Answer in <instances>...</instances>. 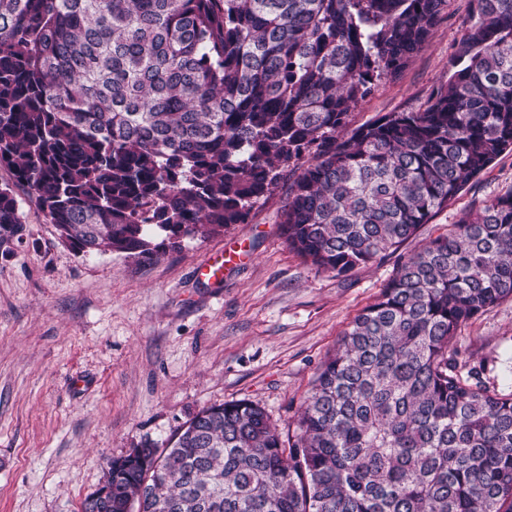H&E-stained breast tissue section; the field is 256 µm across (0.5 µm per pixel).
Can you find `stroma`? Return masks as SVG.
Listing matches in <instances>:
<instances>
[{
    "mask_svg": "<svg viewBox=\"0 0 512 512\" xmlns=\"http://www.w3.org/2000/svg\"><path fill=\"white\" fill-rule=\"evenodd\" d=\"M469 0H448L429 44L347 118L355 129L414 111L448 79ZM512 190V151L400 249L344 275L292 251L278 189L244 224L184 240L157 258L62 245L35 196L18 189L21 238L0 246V512H81L109 459L168 440L200 409L249 399L280 433L350 321L406 260L461 214ZM244 253L220 282L197 278L207 253ZM460 372L512 392V298L462 325Z\"/></svg>",
    "mask_w": 512,
    "mask_h": 512,
    "instance_id": "1",
    "label": "stroma"
}]
</instances>
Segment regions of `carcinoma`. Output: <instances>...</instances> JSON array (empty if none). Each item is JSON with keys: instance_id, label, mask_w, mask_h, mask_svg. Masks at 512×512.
Listing matches in <instances>:
<instances>
[{"instance_id": "cac0c4a2", "label": "carcinoma", "mask_w": 512, "mask_h": 512, "mask_svg": "<svg viewBox=\"0 0 512 512\" xmlns=\"http://www.w3.org/2000/svg\"><path fill=\"white\" fill-rule=\"evenodd\" d=\"M447 0H0V168L78 254H159L245 224L288 174V246L346 274L394 253L512 149V0H470L448 81L348 114L427 47ZM25 217L0 183V239ZM512 297V190L402 263L283 441L238 400L156 468L112 459L82 512H512V394L453 365Z\"/></svg>"}]
</instances>
